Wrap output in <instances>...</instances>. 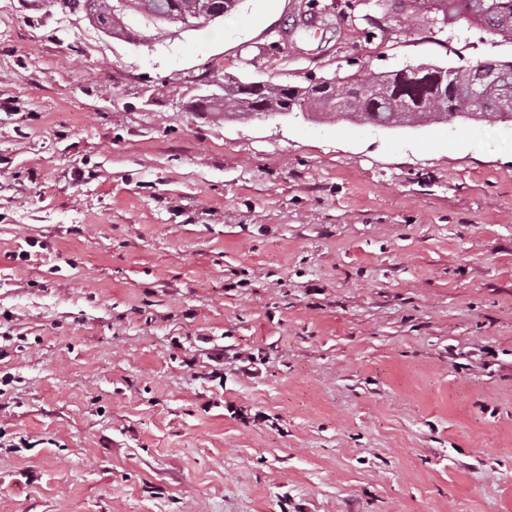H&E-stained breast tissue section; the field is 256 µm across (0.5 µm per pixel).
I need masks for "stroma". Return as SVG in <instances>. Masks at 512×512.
I'll return each mask as SVG.
<instances>
[{
	"label": "stroma",
	"mask_w": 512,
	"mask_h": 512,
	"mask_svg": "<svg viewBox=\"0 0 512 512\" xmlns=\"http://www.w3.org/2000/svg\"><path fill=\"white\" fill-rule=\"evenodd\" d=\"M342 4L0 0V512H512V122L199 106L512 60ZM80 1L86 16L96 25L105 27V32L111 35L125 32L124 19L129 14H139V8L144 4H162L160 11L165 16L159 19L156 26L165 24L179 29L186 24H194L193 29H200L206 23L198 18L204 11L209 0H52L73 9ZM200 27V28H199ZM192 29V30H193Z\"/></svg>",
	"instance_id": "obj_1"
}]
</instances>
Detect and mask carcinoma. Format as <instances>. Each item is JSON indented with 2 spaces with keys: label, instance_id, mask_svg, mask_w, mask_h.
Returning a JSON list of instances; mask_svg holds the SVG:
<instances>
[{
  "label": "carcinoma",
  "instance_id": "obj_1",
  "mask_svg": "<svg viewBox=\"0 0 512 512\" xmlns=\"http://www.w3.org/2000/svg\"><path fill=\"white\" fill-rule=\"evenodd\" d=\"M73 7L79 2L86 16L105 32H125L124 19L144 4L159 3L164 13L159 23L180 28L203 27L199 15L207 0H52ZM345 15L365 20V37L381 38L392 30V16L422 20L438 32L464 19L472 28L486 29L512 43V0H345ZM483 86L476 85L477 69L437 65L413 72L409 69L371 71L361 82L320 77L305 86L258 84L241 91L224 81L217 111L224 117L247 119L254 115L286 114L296 109L373 122L375 116L392 118L393 125L420 126L456 118L464 121H512V61L485 62Z\"/></svg>",
  "mask_w": 512,
  "mask_h": 512
}]
</instances>
